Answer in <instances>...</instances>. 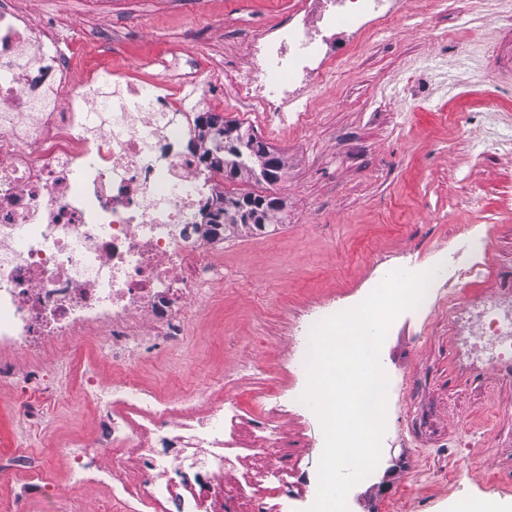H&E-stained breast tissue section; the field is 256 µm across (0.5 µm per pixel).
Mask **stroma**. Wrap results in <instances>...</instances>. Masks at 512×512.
Returning <instances> with one entry per match:
<instances>
[{
  "mask_svg": "<svg viewBox=\"0 0 512 512\" xmlns=\"http://www.w3.org/2000/svg\"><path fill=\"white\" fill-rule=\"evenodd\" d=\"M19 11L78 36L88 53L110 44L113 66L140 80L198 65L246 66L257 27L285 23L295 0H14ZM396 34L331 42L344 63L310 102L307 130L257 140L280 154L274 183L250 175L226 192L283 199L274 231L224 242L202 282L180 345L139 358L144 384L171 397L202 391L243 360L276 374L282 438L295 459L286 495L265 512H307L325 436L294 403L312 318L361 303L384 275L453 252L463 225L482 241L473 258L491 273L464 286L473 308L467 348L448 315V284L398 315L380 363L389 378L386 431L374 471L348 494L349 512H448L458 497L512 500V372L486 362L483 307L512 305V0H406ZM429 30L420 31L421 22ZM56 392L36 422L17 407L27 364L0 387V455L29 448L55 475L57 512H94L97 490H72L57 445L93 436L95 415L46 362Z\"/></svg>",
  "mask_w": 512,
  "mask_h": 512,
  "instance_id": "obj_1",
  "label": "stroma"
}]
</instances>
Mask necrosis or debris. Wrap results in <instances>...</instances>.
<instances>
[{"label": "necrosis or debris", "instance_id": "1", "mask_svg": "<svg viewBox=\"0 0 512 512\" xmlns=\"http://www.w3.org/2000/svg\"><path fill=\"white\" fill-rule=\"evenodd\" d=\"M310 13L298 0L291 22L254 30L247 71L233 78L241 104L294 131L310 123L309 99L330 71L329 31L374 23L392 33L407 18L401 0H326L318 20ZM58 40L0 0V386L21 356L35 377L49 357L87 370L81 338L107 334L112 382L77 385L103 422L92 441L57 445L71 486L97 487L98 512H245L293 476L276 458V378L249 388L248 409L239 378L172 398L141 384L122 355L148 326L146 351L179 345L199 276L215 263L203 213L217 208L223 175L201 160L204 115L182 92L223 86L224 73L145 84L99 62L81 67L76 86L79 54ZM102 81L123 96L89 99L84 86ZM489 312L490 361L512 371V309ZM247 451L274 457L267 478L240 471ZM0 470L18 482L5 512H55V481L31 451L15 449Z\"/></svg>", "mask_w": 512, "mask_h": 512}]
</instances>
